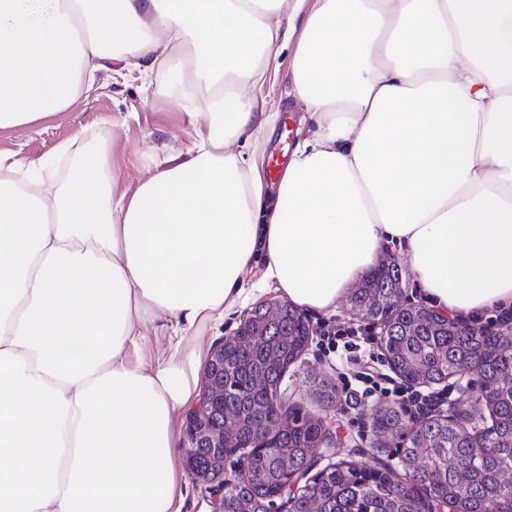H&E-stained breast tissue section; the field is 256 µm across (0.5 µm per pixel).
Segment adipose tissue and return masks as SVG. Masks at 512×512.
Masks as SVG:
<instances>
[{"label":"adipose tissue","mask_w":512,"mask_h":512,"mask_svg":"<svg viewBox=\"0 0 512 512\" xmlns=\"http://www.w3.org/2000/svg\"><path fill=\"white\" fill-rule=\"evenodd\" d=\"M0 0V129L67 111L115 52L170 73L192 148L118 192L112 142L57 176L0 155V512H174L172 420L244 276L329 311L396 243L448 316L512 307V0ZM305 17L316 128L266 202L246 92ZM178 340L152 368L141 329Z\"/></svg>","instance_id":"ef3b65f1"}]
</instances>
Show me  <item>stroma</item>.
I'll return each mask as SVG.
<instances>
[{
  "label": "stroma",
  "instance_id": "1",
  "mask_svg": "<svg viewBox=\"0 0 512 512\" xmlns=\"http://www.w3.org/2000/svg\"><path fill=\"white\" fill-rule=\"evenodd\" d=\"M293 54V49L288 48L278 57L269 59L264 80L250 93L258 110L276 117L263 142L250 146L261 166L265 165L271 152L283 146L297 145L309 138L314 129L313 121L307 119L305 110L292 94ZM141 70V59L119 55L110 69L97 73L93 91L76 100L68 111L48 117L35 128L0 129V154L22 161L49 158L59 143L74 135H83L90 141L95 134L106 130L112 137V168L117 187L125 193H133L154 164L185 153L194 139L193 128L176 102L177 84L169 76L157 74L151 88H144ZM282 299L280 291L269 287L247 306L226 313L220 325L200 333L197 342L204 354H211L225 337L233 335L256 307ZM307 316L312 328L308 347L295 363L288 366L280 394L289 409L323 420L336 441L335 447L316 449V471L355 458L376 466L385 464L395 473H402L399 448L393 444L379 447L373 429L374 412L377 407L388 406V399L382 398L352 410L344 398L326 405L309 392L306 382L309 372H320L336 384L341 373L348 369L347 363L338 360L335 352L320 346L321 331L356 324L357 318L347 301H340L334 311L311 310Z\"/></svg>",
  "mask_w": 512,
  "mask_h": 512
}]
</instances>
